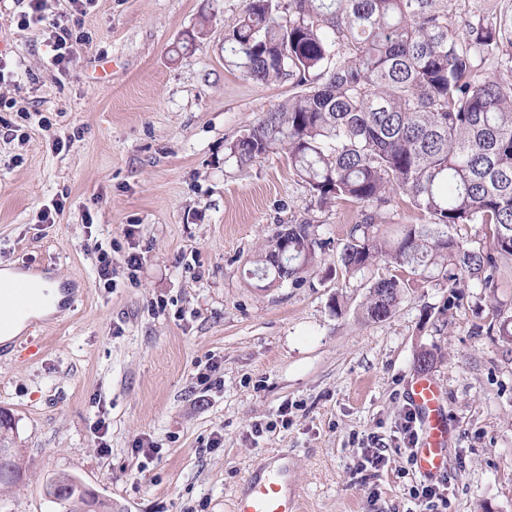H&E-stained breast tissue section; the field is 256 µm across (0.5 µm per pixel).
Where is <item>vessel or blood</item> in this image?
Wrapping results in <instances>:
<instances>
[{
	"instance_id": "1",
	"label": "vessel or blood",
	"mask_w": 512,
	"mask_h": 512,
	"mask_svg": "<svg viewBox=\"0 0 512 512\" xmlns=\"http://www.w3.org/2000/svg\"><path fill=\"white\" fill-rule=\"evenodd\" d=\"M408 399L420 427L413 467L421 477H439L447 469L450 435L442 391L433 378L422 374L415 378ZM233 512H298L297 498L288 489L287 468L251 473L235 497Z\"/></svg>"
}]
</instances>
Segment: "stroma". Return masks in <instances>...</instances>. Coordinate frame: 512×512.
Returning a JSON list of instances; mask_svg holds the SVG:
<instances>
[{"mask_svg": "<svg viewBox=\"0 0 512 512\" xmlns=\"http://www.w3.org/2000/svg\"><path fill=\"white\" fill-rule=\"evenodd\" d=\"M246 3L91 0L90 41L60 79L43 25L20 28L16 0H0V96L16 102L0 119L24 109L53 124L0 136V270L61 279L65 295L0 347V410L22 463L0 506L58 512L44 484L69 473L112 512H232L248 471L281 454L299 512H406L421 477L401 422L428 349L451 427L448 512H512V341L489 329L493 305L512 314V265L496 291L418 282L389 319L368 320L366 285L384 263L353 278L333 263L355 206L317 203L284 154L246 170L227 154L292 93L246 78L225 45ZM56 135L74 142L55 151ZM60 198L58 223H38ZM302 216L332 244L322 264L301 287L257 288L247 260ZM103 251L119 270L110 287ZM131 253L143 258L133 275ZM371 436L392 462L361 472ZM140 438L158 453L134 452Z\"/></svg>", "mask_w": 512, "mask_h": 512, "instance_id": "35a3bbf8", "label": "stroma"}]
</instances>
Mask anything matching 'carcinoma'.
I'll use <instances>...</instances> for the list:
<instances>
[{
	"label": "carcinoma",
	"instance_id": "1",
	"mask_svg": "<svg viewBox=\"0 0 512 512\" xmlns=\"http://www.w3.org/2000/svg\"><path fill=\"white\" fill-rule=\"evenodd\" d=\"M468 0H249L225 26L224 42L247 77L295 92L227 146L244 168L283 152L321 204L348 201L357 220L336 252L353 277L383 261L394 273L371 282L367 318L384 321L405 290L435 277L458 288L499 287L512 261V0L465 8ZM407 195L419 222L383 232L379 209ZM484 230L474 246L459 235ZM329 242L297 218L250 260L265 287L304 283ZM12 417L0 416V484L20 476L10 447ZM59 512L93 501L76 476L60 473Z\"/></svg>",
	"mask_w": 512,
	"mask_h": 512
}]
</instances>
